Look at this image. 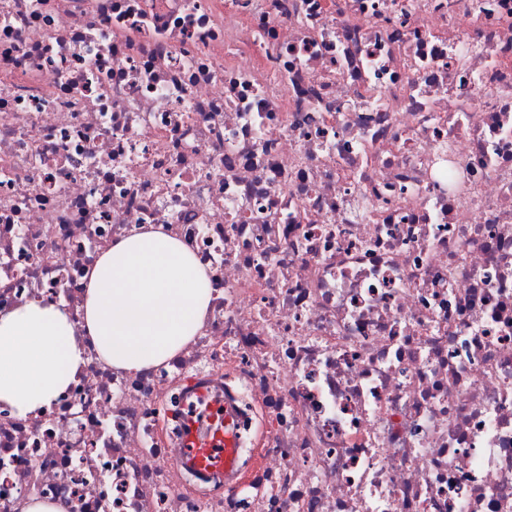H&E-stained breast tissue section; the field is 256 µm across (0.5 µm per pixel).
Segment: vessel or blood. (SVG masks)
<instances>
[{
    "label": "vessel or blood",
    "instance_id": "b4317fda",
    "mask_svg": "<svg viewBox=\"0 0 512 512\" xmlns=\"http://www.w3.org/2000/svg\"><path fill=\"white\" fill-rule=\"evenodd\" d=\"M183 427L180 464L228 474L234 465L235 447L230 408L219 400H208L186 414Z\"/></svg>",
    "mask_w": 512,
    "mask_h": 512
}]
</instances>
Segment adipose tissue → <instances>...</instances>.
I'll return each mask as SVG.
<instances>
[{
	"mask_svg": "<svg viewBox=\"0 0 512 512\" xmlns=\"http://www.w3.org/2000/svg\"><path fill=\"white\" fill-rule=\"evenodd\" d=\"M212 300L205 267L162 229L115 242L88 274L84 333L120 370L158 366L203 328ZM84 363L64 307L40 299L0 313V403L19 417L50 406Z\"/></svg>",
	"mask_w": 512,
	"mask_h": 512,
	"instance_id": "obj_1",
	"label": "adipose tissue"
}]
</instances>
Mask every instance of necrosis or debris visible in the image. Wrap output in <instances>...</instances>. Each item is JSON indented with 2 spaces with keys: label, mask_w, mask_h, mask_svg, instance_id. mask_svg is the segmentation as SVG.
Returning <instances> with one entry per match:
<instances>
[{
  "label": "necrosis or debris",
  "mask_w": 512,
  "mask_h": 512,
  "mask_svg": "<svg viewBox=\"0 0 512 512\" xmlns=\"http://www.w3.org/2000/svg\"><path fill=\"white\" fill-rule=\"evenodd\" d=\"M147 225L201 332L0 404V512H512V0H0V313ZM230 420V408L217 399L191 409L183 420L179 464L194 465L227 477L234 466L236 441Z\"/></svg>",
  "instance_id": "1"
}]
</instances>
